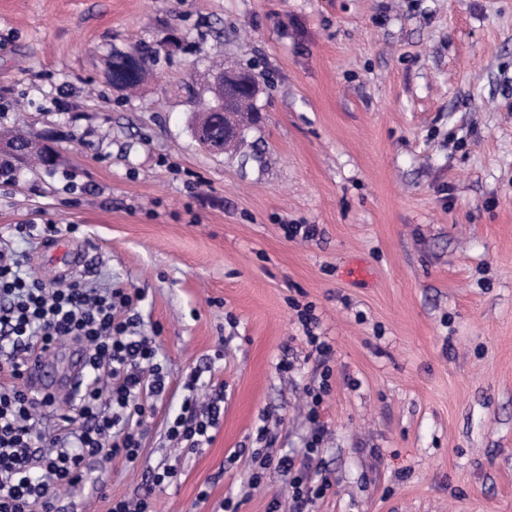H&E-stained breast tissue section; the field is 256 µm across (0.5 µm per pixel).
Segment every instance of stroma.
I'll list each match as a JSON object with an SVG mask.
<instances>
[{"mask_svg": "<svg viewBox=\"0 0 512 512\" xmlns=\"http://www.w3.org/2000/svg\"><path fill=\"white\" fill-rule=\"evenodd\" d=\"M142 45L152 77L112 87V52ZM215 58L261 87L229 155L185 90ZM20 107L59 163L0 179V250L51 283L81 245L79 275L143 290L170 377L137 466L88 459L60 512H108L163 464L156 512H290L287 476L225 460L261 426L303 451L320 377L295 300L334 348L315 512H512V0H0V131ZM49 222L55 256L16 231ZM197 367L224 415L178 455L161 419Z\"/></svg>", "mask_w": 512, "mask_h": 512, "instance_id": "1", "label": "stroma"}]
</instances>
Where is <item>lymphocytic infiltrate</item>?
I'll use <instances>...</instances> for the list:
<instances>
[{
	"instance_id": "f902f5d3",
	"label": "lymphocytic infiltrate",
	"mask_w": 512,
	"mask_h": 512,
	"mask_svg": "<svg viewBox=\"0 0 512 512\" xmlns=\"http://www.w3.org/2000/svg\"><path fill=\"white\" fill-rule=\"evenodd\" d=\"M135 288H99L84 281L49 285L32 278L16 255L0 252V512H53L63 491L83 481L92 457L136 466L145 448L146 423L156 414L165 376L155 341L141 329ZM305 340L321 368L318 386L307 388L311 432L302 456L252 449L259 468L250 482L259 485L266 470L287 472L293 512H309L332 487L321 468L327 427L319 408L331 389L332 345L314 333L313 305L298 311ZM75 344L85 357L83 379L65 395L35 393L25 384L33 354ZM201 374L191 371L181 411L166 417V436L179 448L195 451L212 444L224 410L219 398L199 407ZM65 405L61 422L47 414ZM179 479L176 466L148 471L143 492L115 497L108 512H154V494Z\"/></svg>"
}]
</instances>
